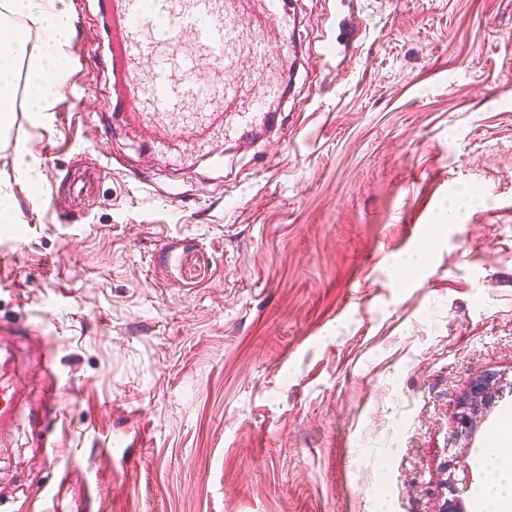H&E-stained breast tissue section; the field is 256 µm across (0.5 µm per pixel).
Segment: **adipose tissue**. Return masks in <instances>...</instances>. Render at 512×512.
<instances>
[{
    "label": "adipose tissue",
    "instance_id": "adipose-tissue-1",
    "mask_svg": "<svg viewBox=\"0 0 512 512\" xmlns=\"http://www.w3.org/2000/svg\"><path fill=\"white\" fill-rule=\"evenodd\" d=\"M29 19L40 30L37 41L14 36L8 17ZM70 0H0V97L23 85L34 117L50 111L67 78L64 48L70 41ZM494 474L486 493L491 512H512V464L493 451Z\"/></svg>",
    "mask_w": 512,
    "mask_h": 512
}]
</instances>
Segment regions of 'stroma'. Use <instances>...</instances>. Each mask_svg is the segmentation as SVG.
<instances>
[{"label": "stroma", "mask_w": 512, "mask_h": 512, "mask_svg": "<svg viewBox=\"0 0 512 512\" xmlns=\"http://www.w3.org/2000/svg\"><path fill=\"white\" fill-rule=\"evenodd\" d=\"M71 2L67 94L36 123L16 88L0 132V320L47 335L9 341L20 409L62 387L51 441L101 475L99 512H438L459 453L480 512L512 391L468 436L457 402L512 381V0H289L278 126L185 169L77 65L105 17ZM43 438L0 435L21 512ZM499 378L495 374H487L472 380L467 390L460 396L458 400V409L463 410L470 402H480L481 399L486 400L488 393L493 387L499 383ZM496 382V385L494 383Z\"/></svg>", "instance_id": "35a3bbf8"}]
</instances>
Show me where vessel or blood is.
Returning a JSON list of instances; mask_svg holds the SVG:
<instances>
[{
  "mask_svg": "<svg viewBox=\"0 0 512 512\" xmlns=\"http://www.w3.org/2000/svg\"><path fill=\"white\" fill-rule=\"evenodd\" d=\"M108 18L107 55L119 89L112 110L140 128L150 150L169 142L204 151L215 138L232 139L272 123L282 97L283 71L294 50L275 47L266 22L294 25L287 0H99ZM207 80H200V71ZM251 95H243V85ZM23 380L0 382V432L12 428ZM61 478L53 503L92 512L90 487L68 475L84 457L48 459Z\"/></svg>",
  "mask_w": 512,
  "mask_h": 512,
  "instance_id": "b4317fda",
  "label": "vessel or blood"
}]
</instances>
